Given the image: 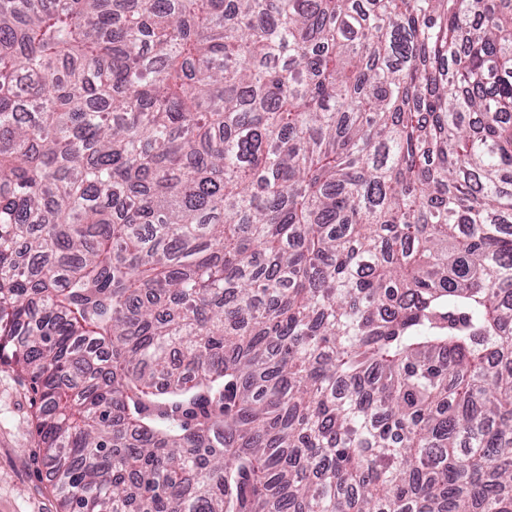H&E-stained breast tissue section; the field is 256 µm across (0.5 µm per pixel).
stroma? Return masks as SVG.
<instances>
[{
    "label": "stroma",
    "mask_w": 512,
    "mask_h": 512,
    "mask_svg": "<svg viewBox=\"0 0 512 512\" xmlns=\"http://www.w3.org/2000/svg\"><path fill=\"white\" fill-rule=\"evenodd\" d=\"M40 400L30 379L0 362V512H59L36 424Z\"/></svg>",
    "instance_id": "35a3bbf8"
}]
</instances>
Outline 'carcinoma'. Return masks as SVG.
Listing matches in <instances>:
<instances>
[{
    "label": "carcinoma",
    "mask_w": 512,
    "mask_h": 512,
    "mask_svg": "<svg viewBox=\"0 0 512 512\" xmlns=\"http://www.w3.org/2000/svg\"><path fill=\"white\" fill-rule=\"evenodd\" d=\"M61 512H512V0H0V360Z\"/></svg>",
    "instance_id": "cac0c4a2"
}]
</instances>
